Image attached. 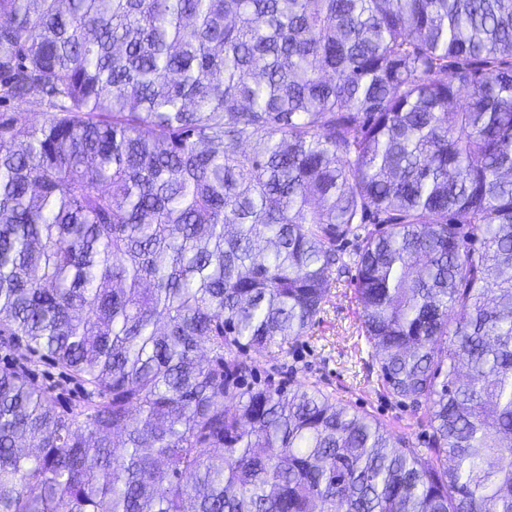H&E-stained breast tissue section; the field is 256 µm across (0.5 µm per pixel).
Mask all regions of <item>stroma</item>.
Masks as SVG:
<instances>
[{
    "label": "stroma",
    "instance_id": "35a3bbf8",
    "mask_svg": "<svg viewBox=\"0 0 512 512\" xmlns=\"http://www.w3.org/2000/svg\"><path fill=\"white\" fill-rule=\"evenodd\" d=\"M24 362L35 384L61 405L79 407L82 389L25 340L0 336V367ZM252 381L264 386L314 387L350 409L368 414L390 433L422 447L428 433L423 411L399 402L386 389L361 329L353 274L329 282L315 325L275 357L253 356Z\"/></svg>",
    "mask_w": 512,
    "mask_h": 512
}]
</instances>
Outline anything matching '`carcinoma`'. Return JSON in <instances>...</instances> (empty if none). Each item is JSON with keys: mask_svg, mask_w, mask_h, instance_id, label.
<instances>
[{"mask_svg": "<svg viewBox=\"0 0 512 512\" xmlns=\"http://www.w3.org/2000/svg\"><path fill=\"white\" fill-rule=\"evenodd\" d=\"M350 239L424 448L247 381ZM0 336V512H512V0H0ZM19 361L24 362L26 373L34 383L57 396L61 405L78 409L83 403L82 389L51 361L33 353L24 339L10 340L0 336V367Z\"/></svg>", "mask_w": 512, "mask_h": 512, "instance_id": "cac0c4a2", "label": "carcinoma"}]
</instances>
